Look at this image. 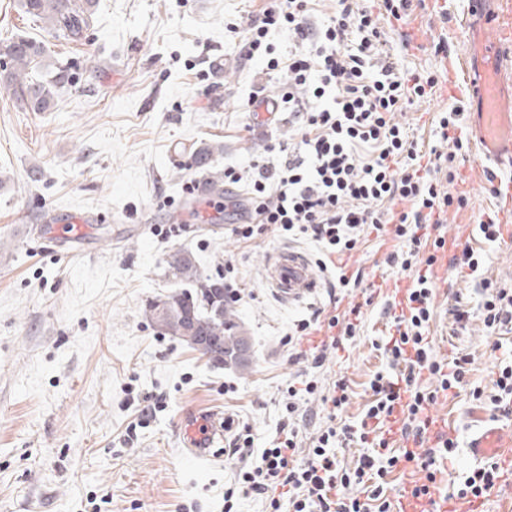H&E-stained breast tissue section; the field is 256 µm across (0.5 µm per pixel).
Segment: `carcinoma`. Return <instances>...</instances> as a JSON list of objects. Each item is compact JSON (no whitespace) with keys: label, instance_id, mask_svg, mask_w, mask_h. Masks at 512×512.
<instances>
[{"label":"carcinoma","instance_id":"1","mask_svg":"<svg viewBox=\"0 0 512 512\" xmlns=\"http://www.w3.org/2000/svg\"><path fill=\"white\" fill-rule=\"evenodd\" d=\"M19 6L70 42L81 40L94 25L96 0H19ZM7 54L13 66L0 70V91L11 95L25 111H50L58 93L69 86L66 66L49 64L43 42L24 35L11 37ZM168 268L173 279L189 288L148 301V322L165 324L164 332L181 340L191 336L196 344L207 342L205 351L219 349L216 362L226 367L248 368L252 337L235 321L222 278L202 277L192 254L180 250L170 255Z\"/></svg>","mask_w":512,"mask_h":512}]
</instances>
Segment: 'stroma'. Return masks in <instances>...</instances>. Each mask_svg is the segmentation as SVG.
Segmentation results:
<instances>
[{"label":"stroma","mask_w":512,"mask_h":512,"mask_svg":"<svg viewBox=\"0 0 512 512\" xmlns=\"http://www.w3.org/2000/svg\"><path fill=\"white\" fill-rule=\"evenodd\" d=\"M255 8L254 0H99L86 39L69 44L23 14L17 0H0V64L9 61L8 37L25 33L67 61L71 78L49 112L23 111L0 93V512H224V485L240 463L183 449L178 426L186 411L223 413L232 431L250 427L261 449L276 435L289 384L308 373L325 388L345 377L350 400L336 416L352 424L370 399L373 374L387 368L378 347L387 322L380 297L364 307L361 335L328 353L322 368L289 360L283 337L312 306L327 303L330 282L319 277L309 300L288 306L269 287L267 265L289 247L315 258L314 243L272 232L244 243L208 224L165 237L128 230L168 223L188 182H212L229 165L249 170L266 157L270 139L294 137L284 120L253 124L247 99L265 80L263 64L241 60L238 44ZM447 8L443 16L417 6L401 22L423 43L401 47L409 69L442 72L427 50L438 40L464 51L463 4L448 0ZM218 58L219 77L211 69ZM453 102L440 91L395 119L425 143ZM212 142L223 152L196 167L194 151ZM33 169L41 173L35 182L27 177ZM453 189L467 202L449 208L448 234L484 256V277L512 285V248L486 241L477 227L500 215L504 201L490 194L481 171L458 175ZM58 209L93 213L96 239L67 255L26 233ZM179 249L194 255L205 277L232 261L236 313L254 344L247 369L214 365L146 320L147 301L177 288L166 260ZM391 249L375 230L365 232L346 260L347 275L361 279L351 302L379 277L409 284L388 265ZM479 292L478 280L449 274L433 299L430 336L437 359L468 356L471 385L489 390L512 334H488L476 311ZM457 304L472 312L461 333L451 315ZM142 414L148 426L128 437Z\"/></svg>","instance_id":"1"}]
</instances>
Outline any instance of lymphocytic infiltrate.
<instances>
[{"instance_id": "lymphocytic-infiltrate-1", "label": "lymphocytic infiltrate", "mask_w": 512, "mask_h": 512, "mask_svg": "<svg viewBox=\"0 0 512 512\" xmlns=\"http://www.w3.org/2000/svg\"><path fill=\"white\" fill-rule=\"evenodd\" d=\"M412 0H336L334 15L322 18L317 0H266L249 13L240 53L259 59L275 79L273 109L287 113L296 127L291 142L271 143V160L252 166L250 179L237 168L224 169V183L246 185L250 215L233 224L232 234L249 242L276 231L306 238L327 255L357 250L365 225H390L397 247L391 266L414 271L410 288L391 300L385 351L390 369L369 382L372 400L360 425L337 424L336 409L349 399L346 379H337L321 394L331 410L310 439L306 460L296 457L300 427L299 394H320L317 381L288 386L280 426L269 446L254 450L250 429L235 436L229 455L240 467L224 488V512H236L239 499L264 500L269 512H389L384 477L399 459H413L424 472L423 483L411 484L407 495L417 512H427L436 490L434 451L425 442L434 419L430 414L440 392L467 383L470 360L461 355L443 363L433 358L429 340L436 252L444 248L439 233L455 198L441 181H454L456 159L464 147L457 134L462 110L454 106L438 120L436 135L451 144L448 153L423 149L408 128L393 119L431 97L434 74L404 67L390 40L392 22L403 20ZM288 37L280 51L274 35ZM481 313L485 328L497 335L512 333V289L482 280ZM362 306L353 304L328 315L312 308L295 321L283 342L292 360L302 337L326 332L312 356L323 367L325 353L343 348L358 336ZM409 444L403 456L391 453V436ZM358 444L363 452L353 466L342 465L338 448ZM366 488V499L349 496L351 486ZM376 509H369V502Z\"/></svg>"}]
</instances>
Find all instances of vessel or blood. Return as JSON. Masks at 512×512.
Segmentation results:
<instances>
[{"label":"vessel or blood","mask_w":512,"mask_h":512,"mask_svg":"<svg viewBox=\"0 0 512 512\" xmlns=\"http://www.w3.org/2000/svg\"><path fill=\"white\" fill-rule=\"evenodd\" d=\"M464 18L469 54L451 56L443 66L452 82L455 98L475 101L471 135L481 158L512 173V0H467ZM214 191L190 193L197 223H208L214 214ZM92 218L87 213L66 210L55 223L38 228L36 237L48 249H65L88 241ZM271 279L277 297L285 303L302 301L317 287L309 259L303 253L280 251L271 261ZM475 426L465 444L466 465L481 467L498 462L504 473L484 495L457 499L453 512H484L487 500H496L497 512H512V417L473 411ZM225 421L216 411L186 412L179 435L185 448L197 457H207L224 444Z\"/></svg>","instance_id":"b4317fda"}]
</instances>
